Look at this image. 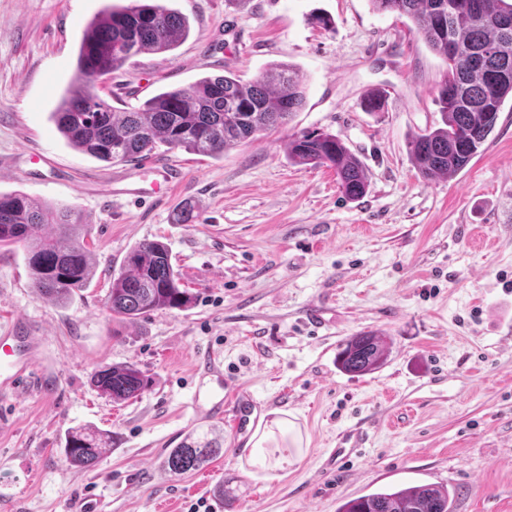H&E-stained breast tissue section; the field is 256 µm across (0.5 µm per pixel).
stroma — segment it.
Segmentation results:
<instances>
[{
    "label": "stroma",
    "mask_w": 512,
    "mask_h": 512,
    "mask_svg": "<svg viewBox=\"0 0 512 512\" xmlns=\"http://www.w3.org/2000/svg\"><path fill=\"white\" fill-rule=\"evenodd\" d=\"M128 0H0V193L62 203L82 217L96 274L64 304L39 296L26 249H0V334L14 318L40 342L41 386L0 395V512H337L386 489L438 484L454 512H512V100L468 166L426 179L408 152L434 125L442 58L411 22L370 0H167L191 34L131 58L98 87L117 109L204 76L254 79L295 67L306 91L284 128L212 159L184 150L105 163L69 147L50 118L76 76L87 24ZM330 18L322 27L316 16ZM382 93L383 109L363 98ZM339 137L364 164L367 194L348 199L333 170L291 164L304 131ZM180 174L161 200L112 196L115 178ZM191 203L196 219L177 224ZM167 244L194 301L113 318L110 270L131 247ZM328 309L322 327L310 307ZM385 336L389 356L363 375L336 367L351 336ZM224 355V380L269 406L241 453L228 422L190 404L196 356ZM135 364L152 380L112 402L101 367ZM112 434L90 470L69 465L68 430ZM361 431L353 466L322 468L341 434ZM224 452L183 476L161 466L189 434ZM227 484L224 502L215 492Z\"/></svg>",
    "instance_id": "stroma-1"
}]
</instances>
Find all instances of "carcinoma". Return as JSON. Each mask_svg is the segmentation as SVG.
<instances>
[{"instance_id":"1","label":"carcinoma","mask_w":512,"mask_h":512,"mask_svg":"<svg viewBox=\"0 0 512 512\" xmlns=\"http://www.w3.org/2000/svg\"><path fill=\"white\" fill-rule=\"evenodd\" d=\"M378 11L408 18L415 33L440 54L447 72L435 102L440 121L412 136L409 155L426 179L462 171L493 131L500 109L512 97V18L507 0H371ZM189 34L186 17L164 0H131L109 7L87 25L80 41L76 76L52 112L58 132L69 145L99 161L138 162L160 147L221 158L239 144L288 123L305 103L300 74L284 63H271L252 81L229 74L207 76L187 89L162 91L128 112H118L96 92L92 76L120 69L146 52L171 51ZM455 53L448 54V47ZM288 161L327 167L351 200L363 197L369 182L362 162L335 135L303 132L288 144ZM25 243L26 263L38 293L58 303L94 275L78 213L66 205L38 202L23 193L0 194V247ZM192 294L180 287L168 246L144 241L127 253L112 273L105 300L112 314L135 320L158 310L184 309ZM381 336L347 339L337 368L364 374L386 359ZM93 385L113 401L139 396L150 379L134 364L106 366ZM112 448V434L77 428L65 435L64 454L71 465L91 469ZM222 448L206 436H189L165 454V470L180 476L204 468ZM454 492L424 484L370 493L343 503L337 512H453Z\"/></svg>"}]
</instances>
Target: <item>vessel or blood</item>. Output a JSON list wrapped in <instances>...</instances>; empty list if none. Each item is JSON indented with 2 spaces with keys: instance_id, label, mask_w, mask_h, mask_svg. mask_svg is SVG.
Segmentation results:
<instances>
[{
  "instance_id": "vessel-or-blood-1",
  "label": "vessel or blood",
  "mask_w": 512,
  "mask_h": 512,
  "mask_svg": "<svg viewBox=\"0 0 512 512\" xmlns=\"http://www.w3.org/2000/svg\"><path fill=\"white\" fill-rule=\"evenodd\" d=\"M160 182L152 183L145 188L136 184H124L113 187V195H127L130 197L150 199L159 193L161 188L171 187L172 175L168 171H161ZM6 339L11 340L12 346L8 352L0 354V393L12 394L22 391L25 381L30 378L36 369L37 342L31 336H14L13 332H6ZM194 370L200 377L211 378L212 384L205 394H194L191 405L194 410L202 414L204 419L220 421L224 415L225 400H232L233 415L229 417L236 435H253L261 423L264 408L257 403L250 391L241 385L234 386L232 390H225L222 363L217 355L204 352L197 356ZM361 433H353L344 447L332 449L328 455L327 469H336L342 460L351 457H360L362 450L360 442Z\"/></svg>"
}]
</instances>
